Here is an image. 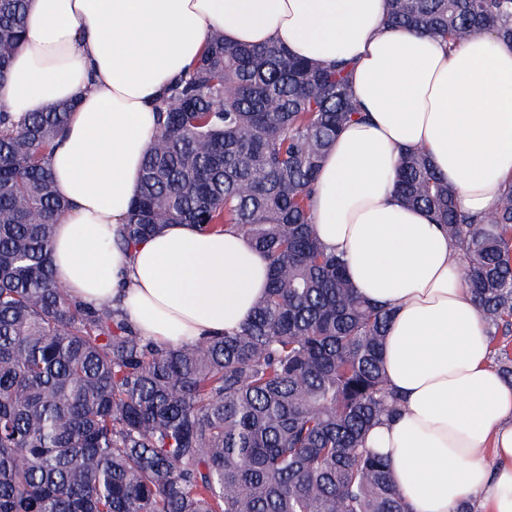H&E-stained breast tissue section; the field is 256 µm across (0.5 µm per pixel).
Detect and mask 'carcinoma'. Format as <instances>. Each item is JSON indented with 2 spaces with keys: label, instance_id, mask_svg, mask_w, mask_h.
<instances>
[{
  "label": "carcinoma",
  "instance_id": "cac0c4a2",
  "mask_svg": "<svg viewBox=\"0 0 512 512\" xmlns=\"http://www.w3.org/2000/svg\"><path fill=\"white\" fill-rule=\"evenodd\" d=\"M27 0H0V82ZM387 25L512 42V0H391ZM349 64L213 35L159 101L140 193L114 242L165 224L236 229L269 261L237 330L159 347L119 307L53 277L66 204L48 166L70 105L0 106V512H409L366 445L398 413L382 346L392 312L357 296L311 224L320 163L359 114ZM396 190L453 239L490 340L512 332V185L461 215L428 157L404 151Z\"/></svg>",
  "mask_w": 512,
  "mask_h": 512
}]
</instances>
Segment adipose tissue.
Wrapping results in <instances>:
<instances>
[{"instance_id":"obj_1","label":"adipose tissue","mask_w":512,"mask_h":512,"mask_svg":"<svg viewBox=\"0 0 512 512\" xmlns=\"http://www.w3.org/2000/svg\"><path fill=\"white\" fill-rule=\"evenodd\" d=\"M388 11L389 0H28L0 103L16 113L75 104L49 157L69 203L56 280L90 307L116 300L159 345L197 343L250 317L268 264L243 234L192 224L114 247L157 134L159 94L217 31L229 44L349 61L366 116L324 157L311 222L356 292L393 312L383 368L403 410L367 444L411 512L463 501L512 512V383L490 362L461 252L395 190L400 150L422 149L456 187L458 210L496 209L512 181V43L482 32L451 46L388 27Z\"/></svg>"}]
</instances>
